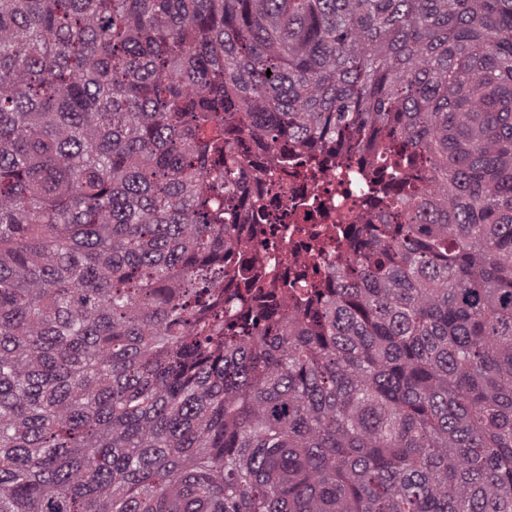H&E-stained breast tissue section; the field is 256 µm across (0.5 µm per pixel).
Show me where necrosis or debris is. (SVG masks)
I'll list each match as a JSON object with an SVG mask.
<instances>
[{"label": "necrosis or debris", "mask_w": 512, "mask_h": 512, "mask_svg": "<svg viewBox=\"0 0 512 512\" xmlns=\"http://www.w3.org/2000/svg\"><path fill=\"white\" fill-rule=\"evenodd\" d=\"M246 163L251 178L244 191L224 201L235 220L232 247L224 255V294L247 293L250 279L231 270L251 269L275 281L280 316L302 309L314 289L331 287L356 229L403 223V216L387 214L382 184L399 197L425 188L428 171L420 155L393 176L383 160L360 151L302 152L274 138L251 147Z\"/></svg>", "instance_id": "4bbe7bcc"}]
</instances>
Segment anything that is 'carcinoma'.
<instances>
[{
    "mask_svg": "<svg viewBox=\"0 0 512 512\" xmlns=\"http://www.w3.org/2000/svg\"><path fill=\"white\" fill-rule=\"evenodd\" d=\"M272 136L428 222L239 336ZM0 512H512V0H0Z\"/></svg>",
    "mask_w": 512,
    "mask_h": 512,
    "instance_id": "cac0c4a2",
    "label": "carcinoma"
}]
</instances>
